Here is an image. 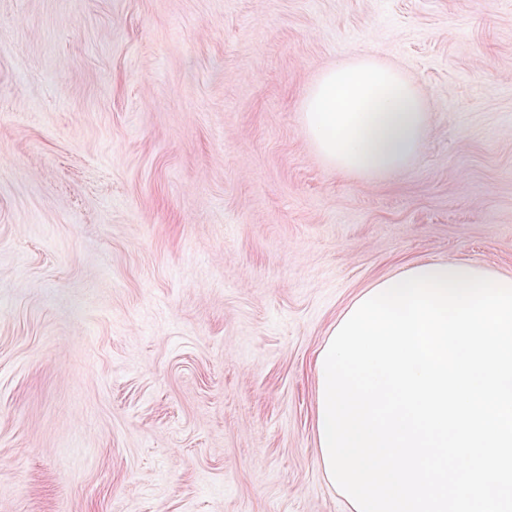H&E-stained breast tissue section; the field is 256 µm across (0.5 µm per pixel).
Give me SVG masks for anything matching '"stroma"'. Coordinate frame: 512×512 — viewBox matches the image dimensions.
<instances>
[{
  "label": "stroma",
  "instance_id": "35a3bbf8",
  "mask_svg": "<svg viewBox=\"0 0 512 512\" xmlns=\"http://www.w3.org/2000/svg\"><path fill=\"white\" fill-rule=\"evenodd\" d=\"M356 53L428 116L365 183L300 120ZM426 260L512 275V0H0V512H350L316 355Z\"/></svg>",
  "mask_w": 512,
  "mask_h": 512
}]
</instances>
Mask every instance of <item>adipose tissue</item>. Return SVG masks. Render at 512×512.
I'll return each mask as SVG.
<instances>
[{"label":"adipose tissue","mask_w":512,"mask_h":512,"mask_svg":"<svg viewBox=\"0 0 512 512\" xmlns=\"http://www.w3.org/2000/svg\"><path fill=\"white\" fill-rule=\"evenodd\" d=\"M300 110L303 131L323 160L359 180L405 169L427 132L418 89L370 54L325 70Z\"/></svg>","instance_id":"1"}]
</instances>
